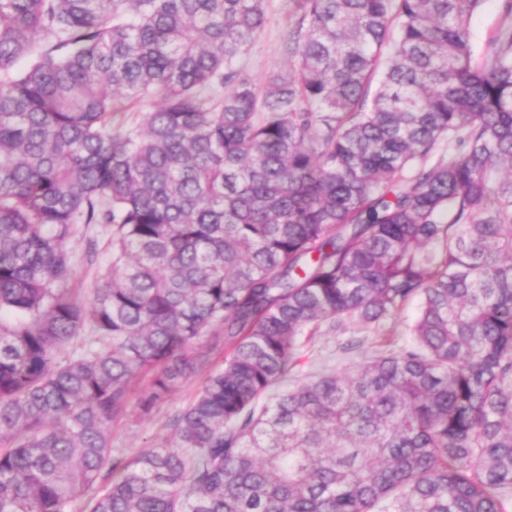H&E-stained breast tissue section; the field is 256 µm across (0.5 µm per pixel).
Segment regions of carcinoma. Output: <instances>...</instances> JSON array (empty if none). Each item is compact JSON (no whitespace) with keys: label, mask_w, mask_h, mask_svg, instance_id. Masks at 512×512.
<instances>
[{"label":"carcinoma","mask_w":512,"mask_h":512,"mask_svg":"<svg viewBox=\"0 0 512 512\" xmlns=\"http://www.w3.org/2000/svg\"><path fill=\"white\" fill-rule=\"evenodd\" d=\"M293 2L259 89L264 0H0V512H512V26L479 59L483 0ZM415 297L405 346L278 390ZM215 352L125 461L134 390ZM292 0H265L266 23L249 49L238 58L237 68L252 76L263 87V78L270 72L284 69L292 61L286 33L298 21ZM86 239L77 237L71 243V247L79 260L72 284L73 288H82L85 292H88L90 288H94L101 281L112 265V249L108 236L96 237L97 256L95 262L92 265H88L83 260ZM205 376L203 373L178 385L169 399L150 414L140 413L138 395L134 394L129 416L112 427V447L121 450L127 460H131L146 448L171 444L173 431L170 421L196 396Z\"/></svg>","instance_id":"cac0c4a2"}]
</instances>
